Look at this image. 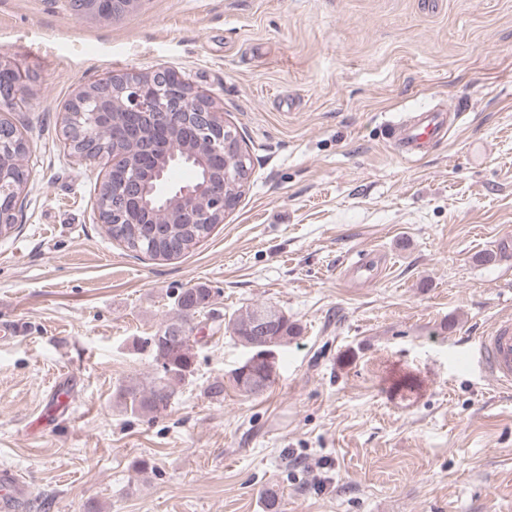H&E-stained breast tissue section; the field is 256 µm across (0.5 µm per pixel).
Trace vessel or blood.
Returning <instances> with one entry per match:
<instances>
[{
    "mask_svg": "<svg viewBox=\"0 0 512 512\" xmlns=\"http://www.w3.org/2000/svg\"><path fill=\"white\" fill-rule=\"evenodd\" d=\"M453 126L443 111L423 108L392 123L388 139L402 155L423 156L431 143L440 140ZM474 362L502 387H512V318L497 320L471 346ZM30 494L28 485L10 470H0V512H15Z\"/></svg>",
    "mask_w": 512,
    "mask_h": 512,
    "instance_id": "vessel-or-blood-1",
    "label": "vessel or blood"
}]
</instances>
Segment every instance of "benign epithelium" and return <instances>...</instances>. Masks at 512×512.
Segmentation results:
<instances>
[{"label": "benign epithelium", "instance_id": "7a95c632", "mask_svg": "<svg viewBox=\"0 0 512 512\" xmlns=\"http://www.w3.org/2000/svg\"><path fill=\"white\" fill-rule=\"evenodd\" d=\"M133 0H71L79 14L115 16ZM120 114L112 126V142L80 118ZM65 146L85 160L107 159L95 209L102 224L168 223L175 214L188 224H222L240 202L239 186L250 177V155L237 128L224 121L209 95L197 90L175 71L111 74L79 91L66 109ZM17 130L0 122V223L14 224L17 205L28 181ZM196 159L206 169L201 183L183 185L164 193L157 205L150 196L178 157Z\"/></svg>", "mask_w": 512, "mask_h": 512}]
</instances>
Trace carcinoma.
<instances>
[{"label": "carcinoma", "mask_w": 512, "mask_h": 512, "mask_svg": "<svg viewBox=\"0 0 512 512\" xmlns=\"http://www.w3.org/2000/svg\"><path fill=\"white\" fill-rule=\"evenodd\" d=\"M213 228L211 224H171L169 230L173 237L186 242V248L196 245L205 238ZM106 232L113 239L121 242L133 252H142L154 259H164L160 255L161 248L147 236L134 242L131 240L132 229L128 224L106 225ZM210 304V289L204 287L190 288L178 294L173 303V316L162 324L154 335L144 339L153 357L160 362L161 375L154 378L148 386L129 382L119 386L115 392V402L132 414L158 415L167 411L174 399L178 388L194 373L195 346L198 338L193 336L194 320L204 314ZM264 310L275 317L262 333L263 339L258 345L250 343V327L252 314ZM185 328L186 335L177 345H168V333L173 328ZM233 338L243 347L249 349L251 356L264 353L271 354V360L261 364L258 371L262 373L261 384L251 387V382L241 381L240 376L233 377V383L239 390L255 394L274 383L277 376L278 359L276 350L288 345L295 338V326L288 322V315L272 306L261 305L257 308H245L232 315L224 324Z\"/></svg>", "instance_id": "carcinoma-1"}]
</instances>
